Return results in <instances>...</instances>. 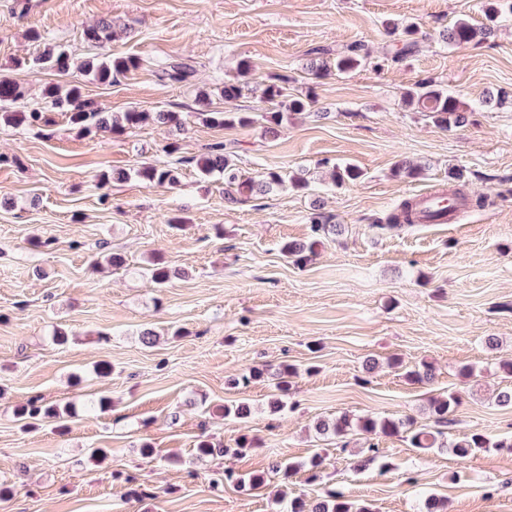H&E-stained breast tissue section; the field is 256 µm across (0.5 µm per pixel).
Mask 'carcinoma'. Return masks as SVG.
<instances>
[{"instance_id": "1", "label": "carcinoma", "mask_w": 512, "mask_h": 512, "mask_svg": "<svg viewBox=\"0 0 512 512\" xmlns=\"http://www.w3.org/2000/svg\"><path fill=\"white\" fill-rule=\"evenodd\" d=\"M493 27H475L467 19H459L450 28L441 34L444 42L452 45L469 44L479 42L491 36ZM114 28L112 21L101 19L83 29L84 40L100 47L112 41ZM30 39L38 44L44 45L42 51L31 58L19 61L21 66H40L52 69L60 74H66L73 66V59L64 50L56 45L47 43V38L41 31L33 28L30 30ZM369 53L362 44H351L343 51L336 54L330 65L336 72L343 74L354 71L365 64ZM328 63L319 57L309 61V69L313 75L318 76L327 69ZM141 59L135 56H102L89 57L81 62L79 69L93 80L110 84L115 77L124 75L139 68ZM240 77L243 82L224 85V100L230 101L239 97L245 84L248 83L253 73V65L248 60L240 62ZM162 76L177 82H183L193 74L194 67L188 63L160 65ZM286 83L288 79L281 78L277 83H270L263 90L264 102L271 104V107L255 112L253 114L241 112H201L202 121L215 126H245L253 123H261L266 131L273 133L282 124L289 114H299L310 109L312 100L308 97H291L287 95ZM25 92L17 82L0 78V121L19 126L27 124L34 126L43 120V112L38 109L27 111L24 109L23 100ZM43 100L46 107L58 110L67 114L70 125L81 134L121 135L126 131L136 128L148 121L181 129L185 125V119L180 112H145L131 109L114 115L110 112H102L93 104L83 99L80 87L73 85L62 89L58 85H48L43 91ZM403 101L405 106L424 112L433 123L444 131L462 128L468 123V113L465 104L448 91L430 82H422L416 88L404 93ZM323 165L331 166V173L334 180L339 184L354 183L362 179L363 171L353 164H332L326 160ZM196 167L200 176L208 179L218 173L224 176L225 194L231 203L240 202V197L264 194L274 187H286L288 185L295 189H303L307 186V180L301 176H291L286 172L271 170L262 179H244L238 174L230 162L225 147L217 145L213 147L210 154L196 160ZM139 180L149 187L153 186H174L178 183V177L173 169L164 165L143 166L134 171ZM416 207L412 200L402 201L395 211L382 217L372 219L369 228L397 229L401 230L415 224ZM314 237L304 242H287L282 247V252L291 261L298 265H305L310 255L315 253L317 246L321 244V237L328 234L339 236L343 232L340 224H316L313 227ZM147 275L159 288H163L171 278V270L163 262H155L147 269ZM297 374V369L291 365H283L277 372L278 382L276 390L277 397L271 403L274 411L283 410L286 405V397L290 391V378ZM408 381L417 384L428 383L433 379V372L429 365L423 364L405 372ZM461 404L459 394L450 392L440 397L430 399L429 410L434 416L438 426L437 431H423L414 429L412 418L405 419L386 418L376 416H364L356 419L350 418L346 413L340 415L333 421H322L317 425V431L322 434L344 438L353 429H358L365 435L392 436L406 431L410 433L409 441L412 447L428 450L436 446L438 436L443 434V428L453 422L458 407ZM19 416L25 419H59L61 412L54 407H43L31 403L23 409ZM251 447L247 438H241L234 448H216L208 440H201L197 448L202 455H239ZM452 452L460 459H468L476 453L487 448H511L512 442L505 440L493 441L480 433H473L455 442L448 444ZM324 465V457L316 452L303 462H281L272 463V470L288 476L291 473L305 471L316 477ZM288 512H373L367 503H357L348 500L343 492L335 490L327 497L313 505L306 504L300 498L289 502Z\"/></svg>"}]
</instances>
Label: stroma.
<instances>
[{"instance_id":"1","label":"stroma","mask_w":512,"mask_h":512,"mask_svg":"<svg viewBox=\"0 0 512 512\" xmlns=\"http://www.w3.org/2000/svg\"><path fill=\"white\" fill-rule=\"evenodd\" d=\"M0 0V77L41 106L51 83L80 86L105 112L131 109L182 113L183 134L149 122L120 136H85L65 113L45 110L35 127L0 124V512H287L288 501L322 498L338 489L374 512H425L429 495L446 512H512V448H491L461 461L449 442L478 432L512 437V409L496 394L512 387L501 364L512 361V16L480 44L451 46L440 31L464 17L484 24L486 0ZM112 20L122 32L103 54L142 58L140 69L112 84L79 69L60 75L15 63L36 54L29 39L44 30L75 60L93 55L85 25ZM416 26L414 54L394 60L389 23ZM365 44L369 62L347 74L315 77L306 69L315 47ZM185 60L188 81L159 79L158 60ZM262 81L284 76L290 94L312 95L314 111L289 115L277 136L262 125L217 127L198 118L213 111L258 112L260 84L225 101L241 61ZM432 81L471 111L465 128L444 131L402 96ZM506 91L507 103H485ZM180 148L168 153V142ZM224 144L241 175L270 170L301 174L306 190L273 189L228 203L224 181L202 179L194 165ZM350 162L362 180L335 186L323 159ZM424 165L415 179L396 178L394 164ZM164 163L175 188L132 177L144 164ZM463 169L449 178V167ZM129 172L100 186L102 172ZM463 189L488 194L492 205L453 224H418L401 233L372 231L371 217L421 191ZM180 211L185 229L166 224ZM340 224L306 266L280 252L312 235L316 213ZM124 267L90 268L103 253ZM163 257L177 269L166 287L146 275ZM67 344L53 339L57 328ZM187 336L164 338L167 328ZM160 340L144 346V329ZM495 346H488V338ZM427 363L434 379L413 384L389 357ZM377 360L366 371L367 360ZM299 370L291 410L271 413V375ZM475 375L463 377L462 366ZM251 367L268 377L248 386L231 378ZM457 392L462 404L444 447L412 448L405 434L378 437L377 464L356 473L354 455L368 441L347 442L315 431L318 421L352 416L412 417L430 429V398ZM112 405L92 412L100 398ZM67 408L63 421L25 425L16 414L29 401ZM249 402L247 422L223 406ZM246 453L203 456L200 440ZM149 445L153 453L142 456ZM109 455L92 463V449ZM321 452L315 480L285 478L273 461H302ZM263 474L246 490L225 472Z\"/></svg>"}]
</instances>
